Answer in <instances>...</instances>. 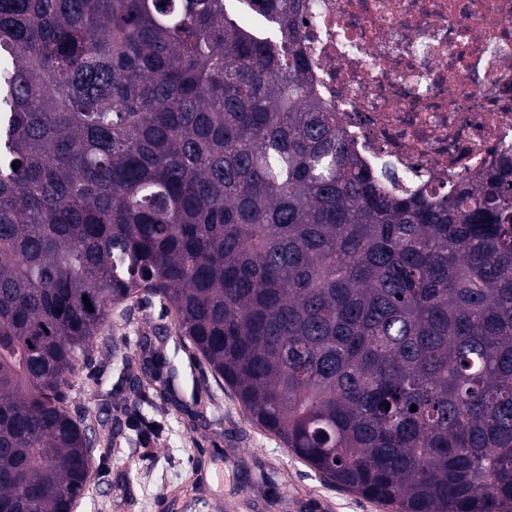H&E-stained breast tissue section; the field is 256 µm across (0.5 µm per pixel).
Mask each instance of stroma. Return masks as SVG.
I'll return each instance as SVG.
<instances>
[{"label":"stroma","instance_id":"35a3bbf8","mask_svg":"<svg viewBox=\"0 0 512 512\" xmlns=\"http://www.w3.org/2000/svg\"><path fill=\"white\" fill-rule=\"evenodd\" d=\"M159 302L113 308L91 358L72 383L71 413L100 414L90 479L76 512H390L316 475L274 435L254 425L208 366L190 367L175 337L160 352L175 366L174 391L143 386L129 397L123 357L140 354L142 334L170 325ZM200 396L207 426L190 429L179 403Z\"/></svg>","mask_w":512,"mask_h":512}]
</instances>
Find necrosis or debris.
I'll list each match as a JSON object with an SVG mask.
<instances>
[{
    "label": "necrosis or debris",
    "mask_w": 512,
    "mask_h": 512,
    "mask_svg": "<svg viewBox=\"0 0 512 512\" xmlns=\"http://www.w3.org/2000/svg\"><path fill=\"white\" fill-rule=\"evenodd\" d=\"M306 83L356 159L445 191L512 157V0H301Z\"/></svg>",
    "instance_id": "1"
}]
</instances>
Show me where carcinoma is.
Listing matches in <instances>:
<instances>
[{"label": "carcinoma", "instance_id": "1", "mask_svg": "<svg viewBox=\"0 0 512 512\" xmlns=\"http://www.w3.org/2000/svg\"><path fill=\"white\" fill-rule=\"evenodd\" d=\"M243 2L0 0V512L85 493L69 391L133 299L323 479L392 512H499L512 159L395 190L312 99L299 0H261L266 35ZM159 338L124 364L135 397L168 389Z\"/></svg>", "mask_w": 512, "mask_h": 512}]
</instances>
